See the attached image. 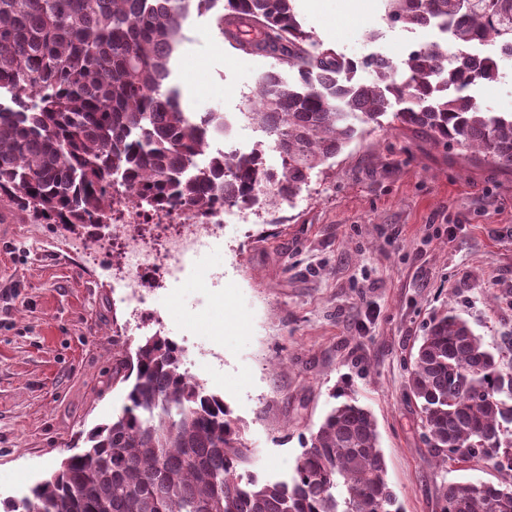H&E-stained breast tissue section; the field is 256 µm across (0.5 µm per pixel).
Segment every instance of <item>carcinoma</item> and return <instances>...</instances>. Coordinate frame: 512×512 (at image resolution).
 <instances>
[{"instance_id": "cac0c4a2", "label": "carcinoma", "mask_w": 512, "mask_h": 512, "mask_svg": "<svg viewBox=\"0 0 512 512\" xmlns=\"http://www.w3.org/2000/svg\"><path fill=\"white\" fill-rule=\"evenodd\" d=\"M294 0H0V197L46 224L110 223L112 186L156 205L248 206L291 199L323 160L369 124L392 121L434 146L512 171V113L469 90L500 79L512 54V0H381L405 29L436 25L444 42L412 48L355 79L351 59L303 28ZM235 50L275 58L246 117L262 148L205 155L225 117L181 103L173 63L192 12ZM125 405L87 446L8 512H399L372 414L350 396L304 441L289 481L244 476L251 464L224 399L183 369L181 350L151 336L117 360ZM427 448L446 468L487 462L498 483L441 484L439 512H512V362L468 322L443 313L409 372Z\"/></svg>"}]
</instances>
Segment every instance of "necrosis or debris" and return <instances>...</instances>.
Here are the masks:
<instances>
[{"instance_id": "4bbe7bcc", "label": "necrosis or debris", "mask_w": 512, "mask_h": 512, "mask_svg": "<svg viewBox=\"0 0 512 512\" xmlns=\"http://www.w3.org/2000/svg\"><path fill=\"white\" fill-rule=\"evenodd\" d=\"M228 210L215 202L201 210L143 206L125 188L112 203V236L95 240V247L120 248L123 264L118 282L128 299L140 305L142 319L158 321L156 310L145 308L144 290L154 277L170 278L183 261L206 242L220 244Z\"/></svg>"}]
</instances>
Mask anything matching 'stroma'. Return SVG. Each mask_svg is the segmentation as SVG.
I'll list each match as a JSON object with an SVG mask.
<instances>
[{
  "instance_id": "1",
  "label": "stroma",
  "mask_w": 512,
  "mask_h": 512,
  "mask_svg": "<svg viewBox=\"0 0 512 512\" xmlns=\"http://www.w3.org/2000/svg\"><path fill=\"white\" fill-rule=\"evenodd\" d=\"M295 4L306 29L352 58L400 64L411 46L442 39L387 25L380 0H363L332 38L340 0L322 14ZM278 67L223 44L202 15L185 25L176 78L190 111L226 115L230 151L263 142L246 113L257 79ZM68 236L0 199V512L121 412L115 358L157 333L232 410L259 479L292 474L343 391L376 420L401 512H438L445 481H498L489 464L438 466L407 382L435 313L459 314L492 349L512 336V172L381 123L319 165L298 201L240 209L189 276L148 288L161 322L140 330L112 286L119 254L82 265ZM203 349L223 354V368L201 361Z\"/></svg>"
}]
</instances>
